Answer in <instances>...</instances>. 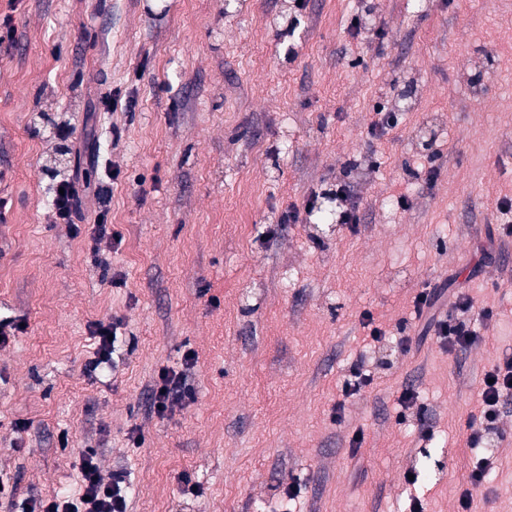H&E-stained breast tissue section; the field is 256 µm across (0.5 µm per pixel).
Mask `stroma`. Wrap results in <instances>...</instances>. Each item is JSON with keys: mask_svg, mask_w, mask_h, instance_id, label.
<instances>
[{"mask_svg": "<svg viewBox=\"0 0 512 512\" xmlns=\"http://www.w3.org/2000/svg\"><path fill=\"white\" fill-rule=\"evenodd\" d=\"M7 15L0 316L26 328L0 345V479L49 497L93 448L131 512H279L292 483L291 512H408L412 494L457 512L467 417L512 354V0H0ZM356 17L382 37L353 36ZM380 104L399 121L372 135ZM75 171L101 181L119 240L91 238L90 199L56 223L50 185ZM340 182L356 228L281 223ZM443 287L498 312L488 345L423 335L414 298ZM365 311L389 338L346 402ZM98 321L120 359L91 374ZM190 351L188 399L154 414L151 382ZM499 430L496 494L471 512H512V398ZM374 381L371 372L365 368V362L358 360L352 364L348 376L344 379L342 385V395L347 399H354L362 394L366 387L372 385Z\"/></svg>", "mask_w": 512, "mask_h": 512, "instance_id": "35a3bbf8", "label": "stroma"}]
</instances>
